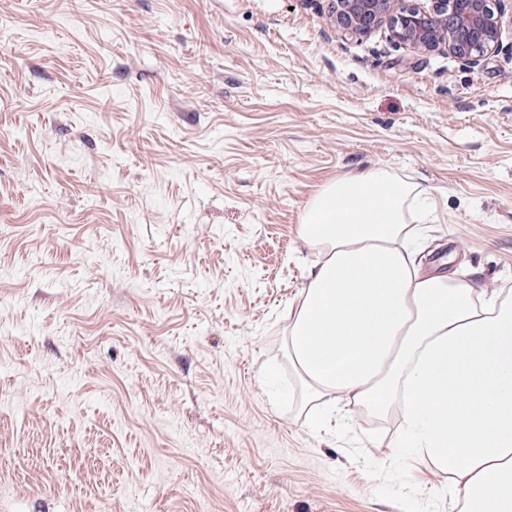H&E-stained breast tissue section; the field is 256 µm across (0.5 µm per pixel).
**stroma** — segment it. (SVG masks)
Returning <instances> with one entry per match:
<instances>
[{
  "label": "stroma",
  "mask_w": 512,
  "mask_h": 512,
  "mask_svg": "<svg viewBox=\"0 0 512 512\" xmlns=\"http://www.w3.org/2000/svg\"><path fill=\"white\" fill-rule=\"evenodd\" d=\"M331 0H0V512H453L398 415L312 430L310 201L382 167L423 271L512 289V33L478 68Z\"/></svg>",
  "instance_id": "obj_1"
}]
</instances>
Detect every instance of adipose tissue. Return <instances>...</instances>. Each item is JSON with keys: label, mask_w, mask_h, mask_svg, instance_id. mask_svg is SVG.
<instances>
[{"label": "adipose tissue", "mask_w": 512, "mask_h": 512, "mask_svg": "<svg viewBox=\"0 0 512 512\" xmlns=\"http://www.w3.org/2000/svg\"><path fill=\"white\" fill-rule=\"evenodd\" d=\"M414 186L373 167L324 188L302 238L324 260L289 324L309 403L400 410L393 455L452 479L459 512H512V290L424 274L407 245Z\"/></svg>", "instance_id": "obj_1"}]
</instances>
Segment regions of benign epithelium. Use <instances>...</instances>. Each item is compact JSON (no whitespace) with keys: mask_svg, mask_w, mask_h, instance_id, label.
I'll list each match as a JSON object with an SVG mask.
<instances>
[{"mask_svg":"<svg viewBox=\"0 0 512 512\" xmlns=\"http://www.w3.org/2000/svg\"><path fill=\"white\" fill-rule=\"evenodd\" d=\"M505 0H334L331 19L346 34L389 27L398 44L446 52L474 68L502 45Z\"/></svg>","mask_w":512,"mask_h":512,"instance_id":"benign-epithelium-1","label":"benign epithelium"}]
</instances>
